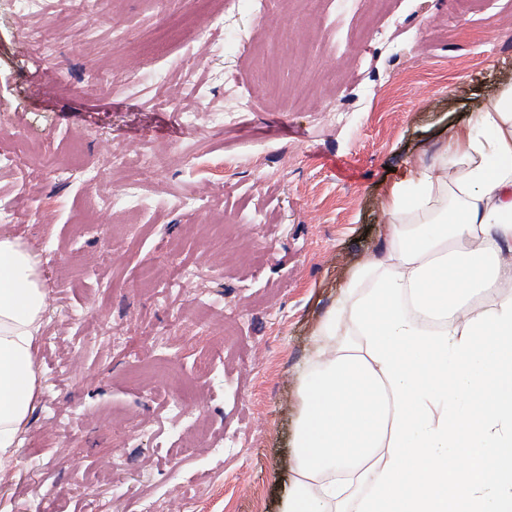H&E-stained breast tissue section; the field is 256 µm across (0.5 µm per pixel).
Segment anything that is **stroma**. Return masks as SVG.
I'll use <instances>...</instances> for the list:
<instances>
[{
	"mask_svg": "<svg viewBox=\"0 0 512 512\" xmlns=\"http://www.w3.org/2000/svg\"><path fill=\"white\" fill-rule=\"evenodd\" d=\"M96 8H33L48 59L0 0V232L45 248L47 291L0 512H281L316 330L381 247L389 187L512 85V0H395L391 44L324 0L230 28L201 0ZM39 78L56 96L29 98ZM126 150L159 168L107 166ZM119 193L155 205L136 216Z\"/></svg>",
	"mask_w": 512,
	"mask_h": 512,
	"instance_id": "1",
	"label": "stroma"
}]
</instances>
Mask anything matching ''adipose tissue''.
<instances>
[{
    "mask_svg": "<svg viewBox=\"0 0 512 512\" xmlns=\"http://www.w3.org/2000/svg\"><path fill=\"white\" fill-rule=\"evenodd\" d=\"M385 207L383 252L317 329L282 512H512V86ZM39 265L0 233L4 467L40 392Z\"/></svg>",
    "mask_w": 512,
    "mask_h": 512,
    "instance_id": "ef3b65f1",
    "label": "adipose tissue"
}]
</instances>
